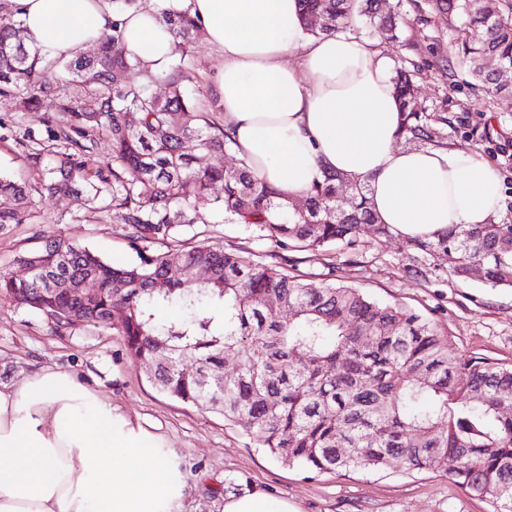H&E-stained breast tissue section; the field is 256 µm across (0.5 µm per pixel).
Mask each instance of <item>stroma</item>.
I'll list each match as a JSON object with an SVG mask.
<instances>
[{
	"instance_id": "1",
	"label": "stroma",
	"mask_w": 512,
	"mask_h": 512,
	"mask_svg": "<svg viewBox=\"0 0 512 512\" xmlns=\"http://www.w3.org/2000/svg\"><path fill=\"white\" fill-rule=\"evenodd\" d=\"M455 27L446 18L410 21L387 44L391 61L409 57L423 65L415 94L426 109L448 116V146L492 161L504 183L497 221L512 224V91L487 94L446 59ZM222 64L205 36H198L185 70L197 93L200 112L223 124L224 110L211 99ZM41 112L16 111L0 99V173L36 177L26 148L15 141L19 129L41 128ZM42 224L0 227V272L21 278V257L56 235L90 248L115 265L138 263L124 225L112 223L95 206L75 210L69 198L43 199ZM221 245L249 256L272 250L271 242L234 224H189L175 241L150 244L153 252ZM287 268L319 281L362 288L367 294L439 321L458 352L480 354L512 364V288L485 284L480 266L468 278L450 275L447 265L408 247L402 237L377 238L364 228L356 249L293 251ZM50 366L98 390L130 418L163 434L183 456L195 486L193 512H221L226 493L262 491L295 503L300 512H493L487 501L432 472L408 473L400 464L373 473L308 475L277 463L255 448L251 438L221 414L182 404L161 393L131 357L126 341L112 327L75 324L57 327L46 315L0 295V382Z\"/></svg>"
}]
</instances>
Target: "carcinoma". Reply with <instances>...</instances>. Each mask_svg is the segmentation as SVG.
Segmentation results:
<instances>
[{"mask_svg":"<svg viewBox=\"0 0 512 512\" xmlns=\"http://www.w3.org/2000/svg\"><path fill=\"white\" fill-rule=\"evenodd\" d=\"M312 36L355 33L361 27L398 39L410 12L455 16L453 53L488 93L503 90L481 61L495 56L512 65V0L487 14L484 0H300ZM137 0H112V33L96 52L73 59L42 54L29 43L23 20L7 6L0 18V98L18 112H40L52 159L35 181L0 175V226L42 224L35 198L96 203L114 224L129 228L134 246L174 237L187 224L219 220L254 228L282 249L357 245L369 224L380 238L391 229L377 223L366 187L325 171L303 206L281 198L244 158L229 168L193 166L196 155L236 151L230 131L208 123L183 86L185 64L202 30L188 0H159L174 51L157 71L123 44L120 17ZM411 60L395 68L393 83L402 112L404 142L446 148L448 119L418 105ZM163 85L159 96L154 87ZM134 114L137 125L126 120ZM112 142L108 160L97 157L96 135ZM409 247L448 258L450 274L463 279L472 265L484 269L493 288H512V224L450 225ZM39 270L25 278L0 274V294L44 315L106 325L109 310L130 355L160 392L185 404L217 411L237 424L275 460L307 473H354L394 462L409 471L444 473L494 512H512V364L461 354L435 320L381 302L360 289L294 275L264 258L244 259L221 246L168 250L114 266L94 251L60 236L46 237ZM206 267L194 282L187 270ZM101 280L87 302L56 288ZM161 282L164 287L157 288ZM182 315L156 318L159 307ZM291 311L288 317L282 311ZM238 369L216 381L224 358ZM189 357L195 373L181 365Z\"/></svg>","mask_w":512,"mask_h":512,"instance_id":"carcinoma-1","label":"carcinoma"}]
</instances>
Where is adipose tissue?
Returning <instances> with one entry per match:
<instances>
[{
    "mask_svg": "<svg viewBox=\"0 0 512 512\" xmlns=\"http://www.w3.org/2000/svg\"><path fill=\"white\" fill-rule=\"evenodd\" d=\"M29 42L72 58L112 27L109 0H7ZM224 64V125L253 171L288 199L324 171L365 182L379 223L405 237L497 215L502 181L480 155L402 148L391 63L349 34L309 36L299 0H190ZM123 40L163 66L173 38L155 11L124 15ZM302 53L300 68L289 52ZM193 493L162 434L51 369L0 383V512H185Z\"/></svg>",
    "mask_w": 512,
    "mask_h": 512,
    "instance_id": "obj_1",
    "label": "adipose tissue"
}]
</instances>
